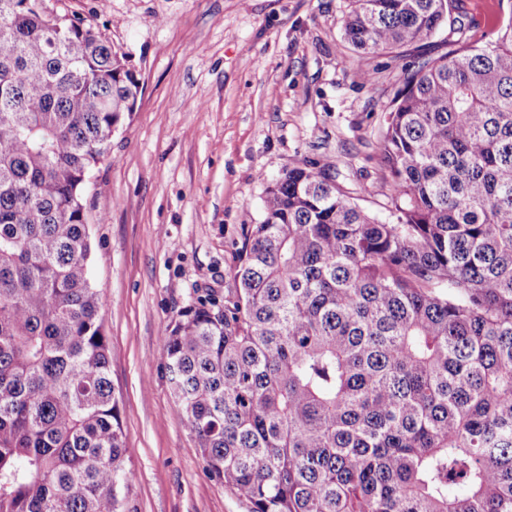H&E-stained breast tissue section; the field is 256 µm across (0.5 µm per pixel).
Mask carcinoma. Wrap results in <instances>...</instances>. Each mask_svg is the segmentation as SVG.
<instances>
[{
	"label": "carcinoma",
	"mask_w": 512,
	"mask_h": 512,
	"mask_svg": "<svg viewBox=\"0 0 512 512\" xmlns=\"http://www.w3.org/2000/svg\"><path fill=\"white\" fill-rule=\"evenodd\" d=\"M457 0H349L345 40L421 46ZM140 80L103 31L0 0V512H126L86 178ZM392 221L307 161L234 284L162 338L207 474L251 512H512V17L405 73Z\"/></svg>",
	"instance_id": "carcinoma-1"
}]
</instances>
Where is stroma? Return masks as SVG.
<instances>
[{"mask_svg": "<svg viewBox=\"0 0 512 512\" xmlns=\"http://www.w3.org/2000/svg\"><path fill=\"white\" fill-rule=\"evenodd\" d=\"M105 27L143 93L84 192L89 274L103 298L135 512H250L209 477L176 411L161 340L193 289L232 283L270 183L332 166L385 221L378 151L406 70L494 41L512 0H461L421 48L361 54L342 38L348 0H47Z\"/></svg>", "mask_w": 512, "mask_h": 512, "instance_id": "35a3bbf8", "label": "stroma"}]
</instances>
